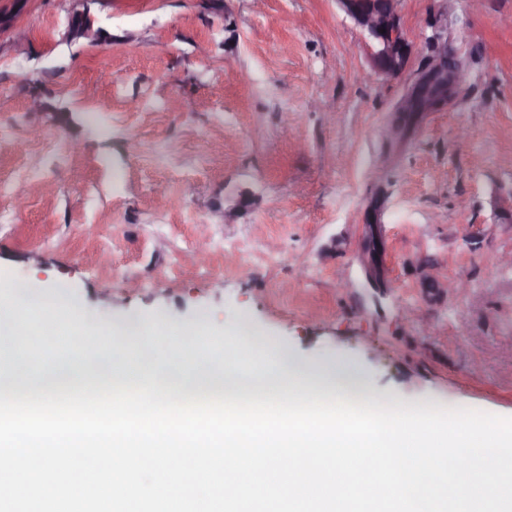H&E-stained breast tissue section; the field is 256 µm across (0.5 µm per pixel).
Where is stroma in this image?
Segmentation results:
<instances>
[{"label": "stroma", "instance_id": "stroma-1", "mask_svg": "<svg viewBox=\"0 0 512 512\" xmlns=\"http://www.w3.org/2000/svg\"><path fill=\"white\" fill-rule=\"evenodd\" d=\"M83 10L100 44L67 40ZM0 11L29 33L0 32V303L243 328L377 405L512 417V0H402L396 77L336 0ZM441 48L468 82L391 135Z\"/></svg>", "mask_w": 512, "mask_h": 512}]
</instances>
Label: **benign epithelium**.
<instances>
[{"mask_svg":"<svg viewBox=\"0 0 512 512\" xmlns=\"http://www.w3.org/2000/svg\"><path fill=\"white\" fill-rule=\"evenodd\" d=\"M342 10L354 24L370 39L373 59L377 70L385 75L399 74L407 60L408 45L400 25L401 0H386L390 4L387 12L377 8V0H337ZM437 76L447 79L442 92L428 97L427 110L430 112L445 109L455 98L461 85L466 81V73L457 60L448 58L440 51L431 66L418 79L412 92L433 82Z\"/></svg>","mask_w":512,"mask_h":512,"instance_id":"obj_1","label":"benign epithelium"}]
</instances>
